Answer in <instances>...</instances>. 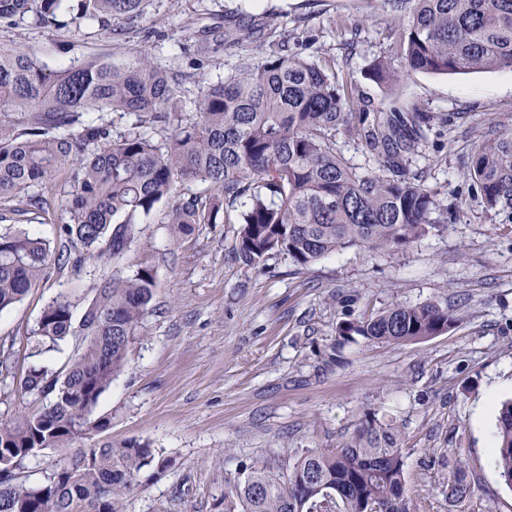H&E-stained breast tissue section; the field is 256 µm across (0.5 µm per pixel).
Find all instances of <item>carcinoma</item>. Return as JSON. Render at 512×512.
I'll return each mask as SVG.
<instances>
[{
	"mask_svg": "<svg viewBox=\"0 0 512 512\" xmlns=\"http://www.w3.org/2000/svg\"><path fill=\"white\" fill-rule=\"evenodd\" d=\"M147 0H0V24L28 21L42 29L79 32L98 25L112 34L140 16ZM397 25L391 51L400 65L432 74L512 71V0H383ZM380 83L398 77L377 61ZM183 75L161 68L147 51L120 61L92 58L51 69L20 48L0 49V199L26 213L56 202L67 220L51 236L9 226L0 230V312L36 287L52 261L67 255L79 271L85 258L118 262L140 232L138 219L169 202L161 220L189 230L222 224L237 212L235 259L247 266L274 253L298 269L358 246L371 253L411 247L448 223L422 176L410 170L421 153L429 112H353L345 89L320 66L277 49L244 64L227 80L200 88L186 110ZM130 118L118 129L89 118ZM160 129L156 145L147 129ZM361 141L378 168L364 173L336 149V131ZM486 208L512 217V127L478 144L467 167ZM185 182L206 183L208 197L180 196ZM154 271L104 272L44 305L32 330L35 353L74 341L77 354L59 372L30 368L24 394L42 404L0 421V512H124L123 499L146 468L171 461L149 444L103 439L80 448L36 483L19 476L39 448L68 449L110 420L91 418L100 396L125 369L153 311ZM460 321L438 302L397 304L347 315L331 349L360 340L415 342ZM14 378L11 348L0 346V385ZM494 465L512 489V400L496 417ZM401 435L374 417L349 442L307 448L247 466L226 480L223 512H422L406 487ZM475 492L466 461H455L448 501Z\"/></svg>",
	"mask_w": 512,
	"mask_h": 512,
	"instance_id": "obj_1",
	"label": "carcinoma"
}]
</instances>
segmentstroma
<instances>
[{"mask_svg":"<svg viewBox=\"0 0 512 512\" xmlns=\"http://www.w3.org/2000/svg\"><path fill=\"white\" fill-rule=\"evenodd\" d=\"M235 20L248 37L234 47L224 31ZM394 26L382 0H148L120 44L95 25L79 34L25 22L0 27V43L52 68L148 51L185 73L186 104L202 81L234 75L284 34L292 51L330 69L359 108L434 116L413 168L447 210L448 227L409 249L347 247L300 270L283 254L246 266L233 257L234 213L188 234L144 219L114 272L152 266L155 310L95 413L111 420L105 437L149 442L173 465L142 471L125 512H221L226 479L245 466L286 448L335 447L369 414L400 429L407 487L426 512H512V489L486 448L496 418L480 414L488 391L512 398V219L486 211L465 176L490 128L512 125V72L404 68L386 86L370 68L389 56ZM203 38L210 52L200 64ZM99 273L92 262L78 272L52 264L21 302L0 312V342L14 352L17 378L36 364L58 371L72 358L70 341L32 357L30 331L47 302ZM430 300L456 309L459 326L416 343H352L327 363L348 312ZM459 453L476 487L469 500L452 503L443 488Z\"/></svg>","mask_w":512,"mask_h":512,"instance_id":"1","label":"stroma"}]
</instances>
